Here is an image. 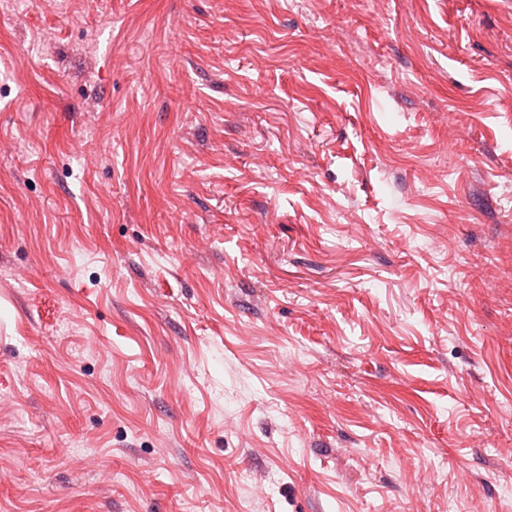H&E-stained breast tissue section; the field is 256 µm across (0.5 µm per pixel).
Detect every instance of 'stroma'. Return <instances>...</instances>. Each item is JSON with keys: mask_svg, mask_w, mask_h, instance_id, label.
Wrapping results in <instances>:
<instances>
[{"mask_svg": "<svg viewBox=\"0 0 512 512\" xmlns=\"http://www.w3.org/2000/svg\"><path fill=\"white\" fill-rule=\"evenodd\" d=\"M512 0H0V512H512Z\"/></svg>", "mask_w": 512, "mask_h": 512, "instance_id": "1", "label": "stroma"}]
</instances>
